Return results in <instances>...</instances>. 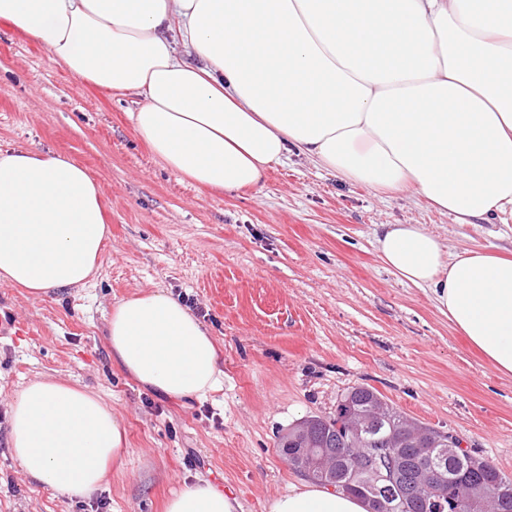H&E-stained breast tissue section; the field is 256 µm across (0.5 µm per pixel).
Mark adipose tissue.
I'll return each mask as SVG.
<instances>
[{
    "label": "adipose tissue",
    "mask_w": 512,
    "mask_h": 512,
    "mask_svg": "<svg viewBox=\"0 0 512 512\" xmlns=\"http://www.w3.org/2000/svg\"><path fill=\"white\" fill-rule=\"evenodd\" d=\"M0 20L89 83L142 97L134 128L205 188L260 184L296 151L382 192L410 190L465 224L512 222V0H0ZM102 192L62 155L0 150V283L82 288L108 229ZM402 280L512 375V259L445 256L415 224L377 238ZM112 359L143 388L201 401L221 388L215 344L177 297L116 302ZM8 442L33 483L88 497L122 465L125 432L98 396L50 377L10 402ZM205 479L164 512H239ZM270 512H367L303 483Z\"/></svg>",
    "instance_id": "ef3b65f1"
}]
</instances>
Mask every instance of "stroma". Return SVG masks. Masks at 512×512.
<instances>
[{"label":"stroma","mask_w":512,"mask_h":512,"mask_svg":"<svg viewBox=\"0 0 512 512\" xmlns=\"http://www.w3.org/2000/svg\"><path fill=\"white\" fill-rule=\"evenodd\" d=\"M135 95L72 75L0 22V149L60 153L102 189L111 230L95 279L33 298L0 285V512H163L172 491L206 479L241 512H270L303 475L279 437L334 412L367 384L407 417L460 438L512 476V376L440 312L432 290L395 276L376 238L416 224L453 254L512 257V223L461 224L418 195L384 194L292 153L239 191L199 187L136 134ZM165 290L203 322L224 383L183 403L142 389L112 360V305ZM52 376L99 395L126 430L122 467L95 497L66 498L27 479L8 443L9 403Z\"/></svg>","instance_id":"1"}]
</instances>
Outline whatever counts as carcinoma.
Listing matches in <instances>:
<instances>
[{
    "label": "carcinoma",
    "instance_id": "cac0c4a2",
    "mask_svg": "<svg viewBox=\"0 0 512 512\" xmlns=\"http://www.w3.org/2000/svg\"><path fill=\"white\" fill-rule=\"evenodd\" d=\"M421 429L432 448L448 447L450 434L409 420L368 385L351 387L337 402L334 414L314 416L279 436L284 455L290 456L309 478L338 492L354 495L374 508L376 486H387L392 512H512V478L472 455L456 442L457 456L448 458V473L464 495L443 498L413 493L415 477L430 457L405 432ZM333 458L321 467L315 457Z\"/></svg>",
    "mask_w": 512,
    "mask_h": 512
}]
</instances>
